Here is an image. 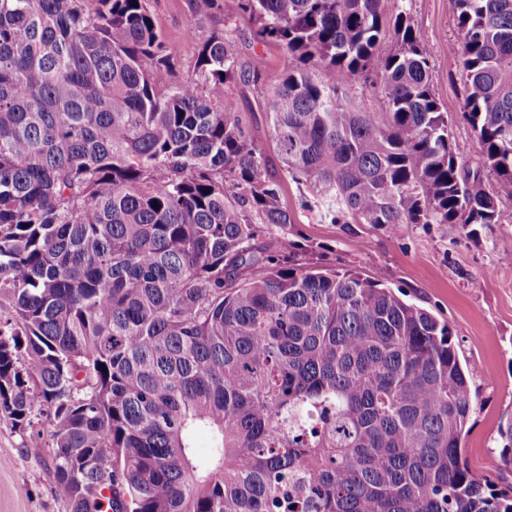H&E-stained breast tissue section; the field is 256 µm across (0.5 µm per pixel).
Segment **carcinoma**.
<instances>
[{"mask_svg":"<svg viewBox=\"0 0 512 512\" xmlns=\"http://www.w3.org/2000/svg\"><path fill=\"white\" fill-rule=\"evenodd\" d=\"M449 7L474 166L403 4L381 54L383 0H238L293 66L264 78L212 30L167 86L147 0H0V411L53 418L69 512H512L463 457L475 371L448 324L356 271L298 263L281 203L289 175L332 221L394 236L503 223L512 0ZM373 77L383 112L345 93ZM237 82L268 101L281 174ZM498 444L512 468V418Z\"/></svg>","mask_w":512,"mask_h":512,"instance_id":"1","label":"carcinoma"}]
</instances>
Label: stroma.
Instances as JSON below:
<instances>
[{
    "label": "stroma",
    "mask_w": 512,
    "mask_h": 512,
    "mask_svg": "<svg viewBox=\"0 0 512 512\" xmlns=\"http://www.w3.org/2000/svg\"><path fill=\"white\" fill-rule=\"evenodd\" d=\"M169 52L178 62L177 78L194 70L197 44L190 34L223 29L243 60L265 75L289 66L278 46L255 40L257 25L241 14L236 0H224V17L212 22L195 16L190 0H148ZM410 16L431 61L432 89L451 117L450 136L463 158L477 162V141L462 119L464 77L453 49L456 23L448 0H411ZM239 112L274 168L282 162L275 149L270 117L259 90L232 84ZM283 203L294 218L291 238L305 246L304 261L351 269L430 310L451 328L462 361L475 366L473 409L461 446L471 469L493 488L512 489V470L498 464V426L512 417V223L477 227L468 235L458 224H413L398 236L370 224H334L308 184L285 179ZM53 423L34 409L26 429L0 412V512H68L52 465Z\"/></svg>",
    "instance_id": "35a3bbf8"
}]
</instances>
